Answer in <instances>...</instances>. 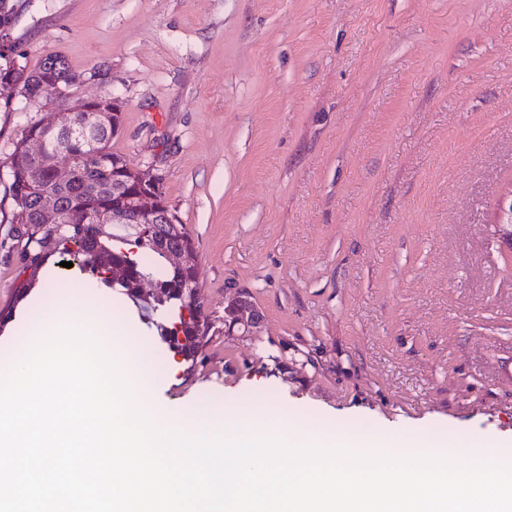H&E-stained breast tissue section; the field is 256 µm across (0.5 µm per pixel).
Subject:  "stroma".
Masks as SVG:
<instances>
[{"instance_id": "35a3bbf8", "label": "stroma", "mask_w": 512, "mask_h": 512, "mask_svg": "<svg viewBox=\"0 0 512 512\" xmlns=\"http://www.w3.org/2000/svg\"><path fill=\"white\" fill-rule=\"evenodd\" d=\"M14 34L28 66L104 71L80 95L124 101L113 151L162 177L195 242L193 370L165 311L112 296L159 410L512 448V251L492 222L512 191V0H30ZM41 118L0 115V192ZM24 251L0 223V364L39 301L94 295L67 253L42 268L54 287L26 288ZM240 289L250 332L224 328ZM262 319V313L252 302L248 293L243 291L224 310V325L228 329L239 326L248 331L259 327Z\"/></svg>"}]
</instances>
